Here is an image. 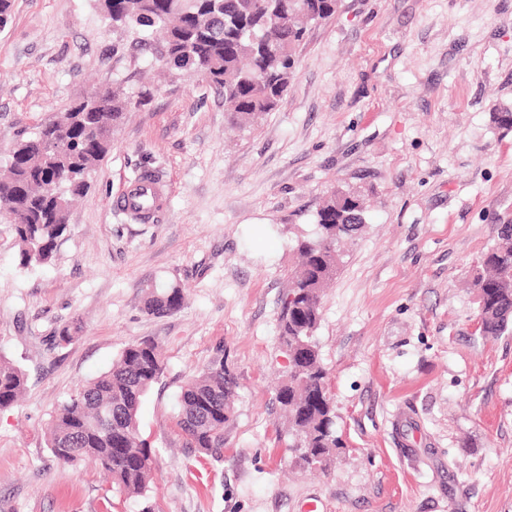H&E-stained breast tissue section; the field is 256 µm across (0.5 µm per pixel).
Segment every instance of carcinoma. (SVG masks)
Wrapping results in <instances>:
<instances>
[{
  "instance_id": "1",
  "label": "carcinoma",
  "mask_w": 512,
  "mask_h": 512,
  "mask_svg": "<svg viewBox=\"0 0 512 512\" xmlns=\"http://www.w3.org/2000/svg\"><path fill=\"white\" fill-rule=\"evenodd\" d=\"M339 0H102L112 30L161 62L171 76L188 74L224 98L229 119L251 126L274 111L295 79L307 32L337 12ZM148 85L127 93L121 85L74 99L37 130L17 133L0 171V220L14 225L23 268L51 263L67 233L71 201L112 148L127 112L148 104ZM512 132V108L492 113ZM316 237L297 244L299 262L279 317L288 376L277 402L288 432V452L304 467H327L342 447L313 334L324 288L338 269V246L365 224L361 195L334 189L316 211ZM499 242L474 277L477 323L485 336L512 331V221L499 225ZM184 306L174 283L147 285L144 309L167 316ZM164 361L150 339L128 344L112 367L54 411L47 447L62 464L92 458L124 493L145 495L155 450L140 436L138 408L159 380ZM25 373L0 356V410L26 391ZM237 383L215 360L182 386L175 424L186 446L205 455L224 447V426L235 413Z\"/></svg>"
}]
</instances>
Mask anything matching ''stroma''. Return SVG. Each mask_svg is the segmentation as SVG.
Returning <instances> with one entry per match:
<instances>
[{
	"label": "stroma",
	"instance_id": "1",
	"mask_svg": "<svg viewBox=\"0 0 512 512\" xmlns=\"http://www.w3.org/2000/svg\"><path fill=\"white\" fill-rule=\"evenodd\" d=\"M155 59L119 45L98 0H13L0 31V159L95 88L127 89ZM512 0H341L313 28L274 112L231 127L196 78L160 81L72 207L52 264L21 268L0 221V354L27 378L0 411V512H512V335H482L471 281L512 220ZM151 170L171 192L154 224L112 208ZM366 224L341 254L315 341L344 446L326 471L290 457L275 400L288 371L278 317L297 240L334 188ZM183 308L145 312V287ZM82 330L58 344L71 321ZM165 369L139 431L155 450L142 497L91 461L64 465L45 433L71 394L129 343ZM222 358L236 377L220 455L185 447L177 396ZM144 309L155 316H167L178 312L184 306L181 288L174 283H151L146 287Z\"/></svg>",
	"mask_w": 512,
	"mask_h": 512
}]
</instances>
